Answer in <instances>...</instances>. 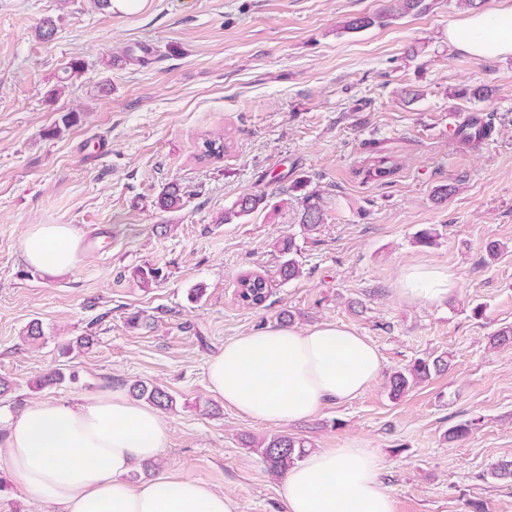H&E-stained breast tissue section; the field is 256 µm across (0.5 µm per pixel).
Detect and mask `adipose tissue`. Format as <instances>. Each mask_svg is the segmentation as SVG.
<instances>
[{
  "label": "adipose tissue",
  "mask_w": 512,
  "mask_h": 512,
  "mask_svg": "<svg viewBox=\"0 0 512 512\" xmlns=\"http://www.w3.org/2000/svg\"><path fill=\"white\" fill-rule=\"evenodd\" d=\"M448 43L478 59L512 55V8L475 11L449 25ZM78 239L66 224H37L23 237L25 262L55 275L71 269ZM457 283L446 268L408 265L398 290L440 302ZM379 350L348 326H267L225 342L206 367L207 388L226 406L261 420H305L329 403L353 400L382 370ZM162 413L121 389L91 399H48L12 416L0 436V474L17 479L53 512H239L235 498L193 480L129 475L164 449ZM285 512H394V499L366 448L309 453L286 473Z\"/></svg>",
  "instance_id": "adipose-tissue-1"
}]
</instances>
